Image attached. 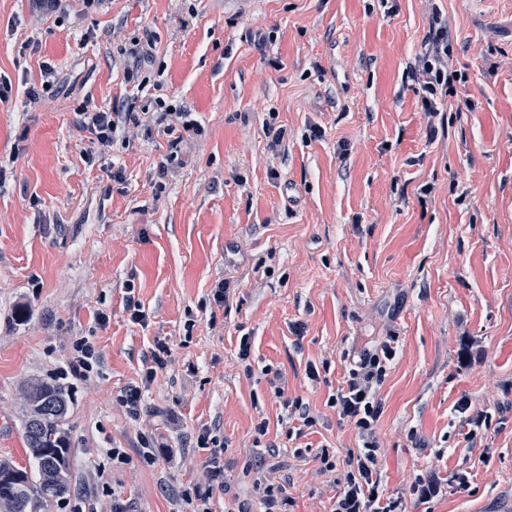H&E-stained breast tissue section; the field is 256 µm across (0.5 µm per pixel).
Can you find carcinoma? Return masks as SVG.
<instances>
[{
	"label": "carcinoma",
	"instance_id": "obj_1",
	"mask_svg": "<svg viewBox=\"0 0 512 512\" xmlns=\"http://www.w3.org/2000/svg\"><path fill=\"white\" fill-rule=\"evenodd\" d=\"M26 397L24 438L36 465L37 480H31L27 472L1 460L0 476L9 478V482L0 486V512H34L36 503L61 498L70 489L65 390L36 381L28 387Z\"/></svg>",
	"mask_w": 512,
	"mask_h": 512
}]
</instances>
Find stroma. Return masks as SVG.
Returning a JSON list of instances; mask_svg holds the SVG:
<instances>
[{
	"mask_svg": "<svg viewBox=\"0 0 512 512\" xmlns=\"http://www.w3.org/2000/svg\"><path fill=\"white\" fill-rule=\"evenodd\" d=\"M438 20L459 78L431 118L409 66ZM135 41L153 47L140 86L124 79ZM0 77V459L34 469L29 383L70 396V490L37 512H189L184 491L210 484L202 433L224 463L212 512H263L260 465L288 512H330L359 442L328 399L388 336L384 500L512 502V0H0ZM159 98L202 128L178 156L154 127L85 162V100ZM270 121L288 130L276 150ZM77 337L99 357L85 379L63 375ZM159 340L167 366L131 417L119 397ZM288 399L317 418L297 439ZM462 399L485 418L473 441ZM144 434L165 444L152 464ZM430 474L444 492L423 502L411 485Z\"/></svg>",
	"mask_w": 512,
	"mask_h": 512,
	"instance_id": "stroma-1",
	"label": "stroma"
}]
</instances>
